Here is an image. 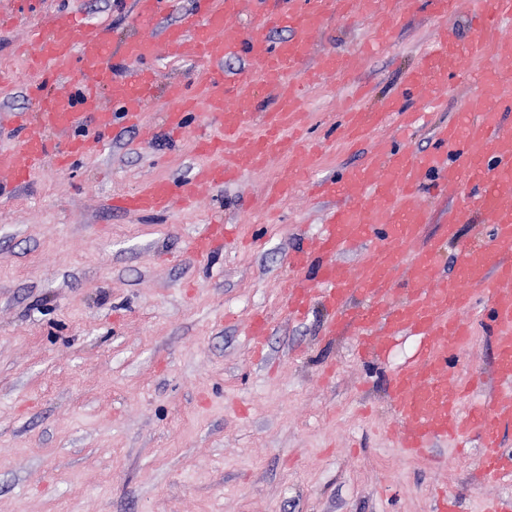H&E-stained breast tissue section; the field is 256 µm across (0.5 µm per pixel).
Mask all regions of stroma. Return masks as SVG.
<instances>
[{
    "label": "stroma",
    "mask_w": 512,
    "mask_h": 512,
    "mask_svg": "<svg viewBox=\"0 0 512 512\" xmlns=\"http://www.w3.org/2000/svg\"><path fill=\"white\" fill-rule=\"evenodd\" d=\"M386 6L394 36L355 74L328 76L306 95L309 136L324 144L312 178L360 166L391 133L386 123L357 145L336 141L354 85H365L373 107L422 105L406 97V79L440 20L427 0ZM75 7L109 26L113 41L136 31L132 0H34L22 21L0 27V114L32 107L27 24ZM373 28L369 17L329 22L313 51L357 54ZM473 88L460 79L405 147L432 150V129L455 122ZM167 107L162 97L150 104L139 129L116 122L113 144L70 169L46 159L0 200V512H432L439 491L458 497L459 512H482L486 499L512 495V480L470 483L477 450L438 441L421 460L396 446L387 377L416 353L418 337L364 361L355 331L325 339L334 314L319 299L303 321L289 319L288 254L319 232L325 207L297 184L277 211L265 208L292 157L203 188L189 208H107L113 193L205 165L192 150L199 119L172 142ZM422 203L423 236L453 271L459 242L480 240L482 226L459 225L448 239L447 202ZM217 219L231 228L223 250L190 256L188 237ZM257 313L269 326L262 360L246 334ZM494 356L491 337L476 333L456 372L488 376Z\"/></svg>",
    "instance_id": "1"
}]
</instances>
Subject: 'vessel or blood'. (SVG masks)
Here are the masks:
<instances>
[{"label":"vessel or blood","mask_w":512,"mask_h":512,"mask_svg":"<svg viewBox=\"0 0 512 512\" xmlns=\"http://www.w3.org/2000/svg\"><path fill=\"white\" fill-rule=\"evenodd\" d=\"M430 2L445 23L427 47L421 69L408 77V86L429 89L437 107L445 101L447 75L459 77L465 63L486 62L485 86L466 104L471 117L466 126L439 129L434 153L419 155L387 144L340 179L315 184V191L336 205L320 233L288 257L297 273L286 292L288 313L302 318L309 298L319 295L335 314L328 336L356 326L377 357L386 356L400 336L422 337L420 354L389 377L399 448L426 456L438 441H474L480 448V481H499L512 477V452L502 446L503 432L512 428V124L503 120L504 113L512 112V38L499 34L502 23L512 20V0H471L480 30L466 42L450 22L455 12L449 0ZM133 4V18L143 32L117 43L110 29L86 22L74 10L56 11L45 26L30 30L27 44L38 77L27 95L35 108L12 116L23 136L0 150V198L12 197L46 154H56L67 168L110 139L114 113H121L126 126L142 125L145 107L157 91L148 62L163 56L206 64L197 87L167 85L166 124L178 135L190 113L214 119L216 132L200 135L194 150L220 156L221 162L204 167L193 182L155 179L136 192L113 195L110 208L153 214L177 203L189 207L201 188L226 185L283 154L293 157L294 166L288 178L268 190L269 200H280L294 179L308 178L321 150L307 137L306 88L325 74L356 71L365 60L361 53L311 58L315 35L329 20H349L359 13L375 17L377 39H388L394 30L379 0H203L202 7L185 10L165 26L158 20L170 0ZM250 9L260 22L246 30L237 19ZM277 29L288 31V38L272 42L270 33ZM234 56L248 62L272 99V109L259 111L241 79L225 72V59ZM50 80L71 83L72 89L49 91ZM382 120V112L349 104L340 113L339 138L344 143L366 139ZM427 185L451 199L464 197V207L449 212V226L476 214L490 227V245L464 247L451 274L419 241L428 213L418 192ZM356 245L370 248L358 267L337 263L336 253ZM223 247L220 224L204 225L188 243L196 258ZM482 290L489 303L484 329L495 345L493 374L499 391L469 406L465 400L481 379L454 376L450 368L476 329L459 314L474 309ZM357 294L368 303L350 308Z\"/></svg>","instance_id":"obj_1"}]
</instances>
